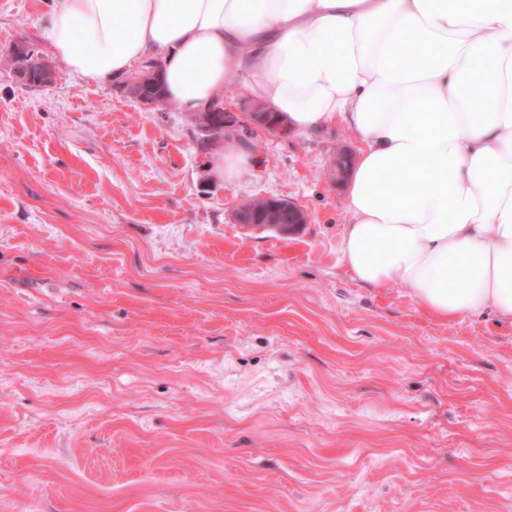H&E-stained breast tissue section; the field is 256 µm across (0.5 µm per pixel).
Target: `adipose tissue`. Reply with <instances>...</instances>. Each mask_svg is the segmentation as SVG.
I'll list each match as a JSON object with an SVG mask.
<instances>
[{
	"instance_id": "ef3b65f1",
	"label": "adipose tissue",
	"mask_w": 512,
	"mask_h": 512,
	"mask_svg": "<svg viewBox=\"0 0 512 512\" xmlns=\"http://www.w3.org/2000/svg\"><path fill=\"white\" fill-rule=\"evenodd\" d=\"M42 32L92 84L157 57L191 115L230 85L299 133L346 126L352 279L512 322V0H54Z\"/></svg>"
}]
</instances>
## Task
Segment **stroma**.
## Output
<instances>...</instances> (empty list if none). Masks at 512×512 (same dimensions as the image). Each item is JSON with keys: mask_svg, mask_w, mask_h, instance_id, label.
I'll return each mask as SVG.
<instances>
[{"mask_svg": "<svg viewBox=\"0 0 512 512\" xmlns=\"http://www.w3.org/2000/svg\"><path fill=\"white\" fill-rule=\"evenodd\" d=\"M49 3L0 0V56L50 59ZM231 137L227 181L124 78L0 63V512H512V322L347 274L354 133ZM267 197L309 223L233 221ZM247 206L256 214L263 212L266 206L262 223H256L254 221L253 213ZM247 206L242 205L235 210L233 214L235 222L239 224L262 226L281 235L295 234L302 224L309 223L307 212L286 199L270 198L267 199L266 204L264 199H257L247 203ZM284 212H288V216H291V220L288 221V224L280 222V215Z\"/></svg>", "mask_w": 512, "mask_h": 512, "instance_id": "stroma-1", "label": "stroma"}]
</instances>
